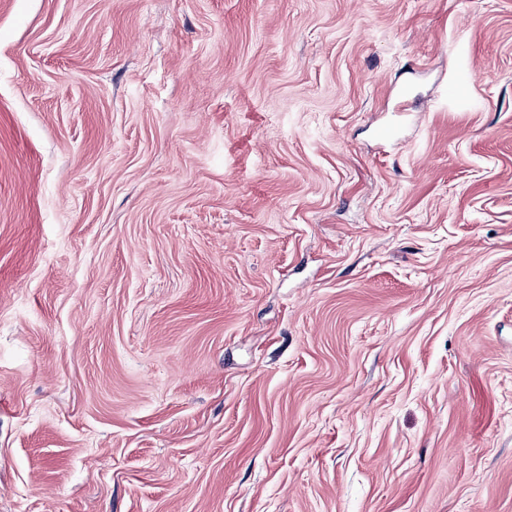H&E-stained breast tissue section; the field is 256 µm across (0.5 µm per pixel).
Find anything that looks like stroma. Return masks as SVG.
Listing matches in <instances>:
<instances>
[{"label": "stroma", "instance_id": "stroma-1", "mask_svg": "<svg viewBox=\"0 0 512 512\" xmlns=\"http://www.w3.org/2000/svg\"><path fill=\"white\" fill-rule=\"evenodd\" d=\"M0 512H512V0H0Z\"/></svg>", "mask_w": 512, "mask_h": 512}]
</instances>
